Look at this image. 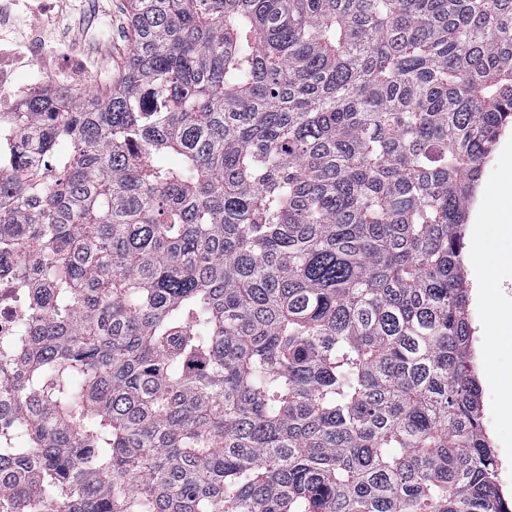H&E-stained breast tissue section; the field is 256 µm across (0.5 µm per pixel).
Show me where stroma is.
<instances>
[{
	"label": "stroma",
	"mask_w": 512,
	"mask_h": 512,
	"mask_svg": "<svg viewBox=\"0 0 512 512\" xmlns=\"http://www.w3.org/2000/svg\"><path fill=\"white\" fill-rule=\"evenodd\" d=\"M74 10L52 13L45 19L46 47L50 57L76 55L90 91L114 81L126 64L128 39L126 0H73ZM111 27L110 42L97 34ZM512 210V127L501 135L486 160L474 199L469 207V227H476L485 209ZM494 252L496 263L486 279H479V265L472 252L464 254L474 328L473 349L482 386L484 423L498 456V468L508 482L504 495L512 498V223L501 225Z\"/></svg>",
	"instance_id": "stroma-1"
}]
</instances>
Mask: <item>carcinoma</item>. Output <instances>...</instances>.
Wrapping results in <instances>:
<instances>
[{"label": "carcinoma", "instance_id": "1", "mask_svg": "<svg viewBox=\"0 0 512 512\" xmlns=\"http://www.w3.org/2000/svg\"><path fill=\"white\" fill-rule=\"evenodd\" d=\"M0 157V512H512L467 211L512 0H128ZM25 311L21 305L2 307L0 299V339L11 336L15 328L23 322Z\"/></svg>", "mask_w": 512, "mask_h": 512}]
</instances>
